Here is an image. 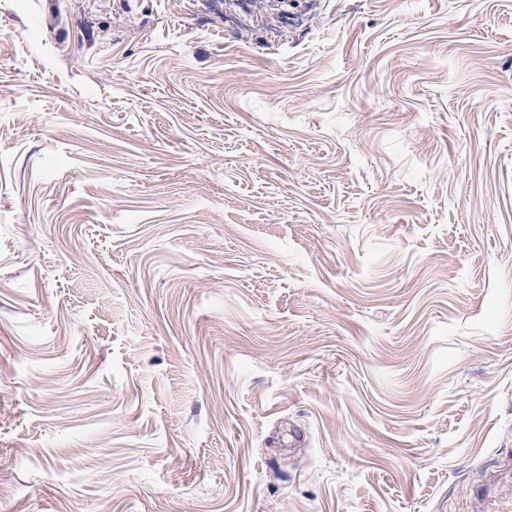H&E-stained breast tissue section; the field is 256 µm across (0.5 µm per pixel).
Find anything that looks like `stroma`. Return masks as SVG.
<instances>
[{
    "mask_svg": "<svg viewBox=\"0 0 512 512\" xmlns=\"http://www.w3.org/2000/svg\"><path fill=\"white\" fill-rule=\"evenodd\" d=\"M512 0H0V512H512Z\"/></svg>",
    "mask_w": 512,
    "mask_h": 512,
    "instance_id": "35a3bbf8",
    "label": "stroma"
}]
</instances>
